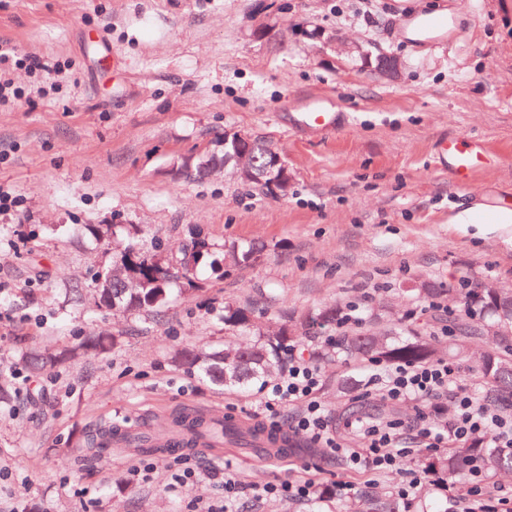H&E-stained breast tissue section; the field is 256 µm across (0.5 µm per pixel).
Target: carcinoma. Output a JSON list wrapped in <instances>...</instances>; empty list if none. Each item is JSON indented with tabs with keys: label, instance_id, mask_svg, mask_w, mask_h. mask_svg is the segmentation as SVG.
<instances>
[{
	"label": "carcinoma",
	"instance_id": "carcinoma-1",
	"mask_svg": "<svg viewBox=\"0 0 512 512\" xmlns=\"http://www.w3.org/2000/svg\"><path fill=\"white\" fill-rule=\"evenodd\" d=\"M247 171L254 175L251 183L274 193L276 188L265 174L273 149L267 143L252 139L243 146ZM236 171V152L232 144L200 156L194 165L198 175ZM130 241L117 249L107 268L108 277L94 282V299L115 311L160 313L174 287L194 290L199 267L206 264L214 272L227 265H245L256 256L253 247L231 245L217 252L209 239L197 233L177 254H169L156 246H146L136 239L137 228L126 227ZM424 303H438L447 296H456L464 307L458 314L448 309V357L468 364L473 381L481 387V400L498 410L512 412V290L487 288L472 283L468 288H435L423 284L411 289ZM343 308L329 305L302 314L289 325H264L254 319L251 311L241 306L224 307V328L239 336L236 343L224 347L184 348L174 355V362L215 387L249 389L283 373V353L299 343L304 330L315 325H334ZM115 338L87 336L71 349L55 353L33 350L26 362L35 373L53 370L67 359L88 353L106 354ZM298 352L315 361H336L359 366L391 363L422 364L438 358L435 341L418 332L407 333L393 327L352 328L340 339L329 341L316 349L298 348ZM116 426L98 430L88 438V445L98 453L109 448ZM264 433L262 428L247 431L226 422L224 442L238 448L252 444V438ZM428 476L422 494L448 485V475L463 481L476 471L484 477L512 473V453L492 448L485 439H475L448 446L444 454L422 461ZM366 512H396L397 502L390 496L371 495L364 503Z\"/></svg>",
	"mask_w": 512,
	"mask_h": 512
}]
</instances>
